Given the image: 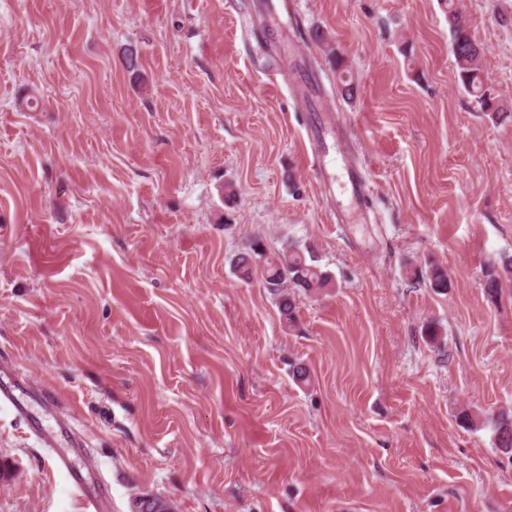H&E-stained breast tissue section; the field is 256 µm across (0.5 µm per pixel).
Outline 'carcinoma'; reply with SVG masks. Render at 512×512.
<instances>
[{"instance_id": "carcinoma-1", "label": "carcinoma", "mask_w": 512, "mask_h": 512, "mask_svg": "<svg viewBox=\"0 0 512 512\" xmlns=\"http://www.w3.org/2000/svg\"><path fill=\"white\" fill-rule=\"evenodd\" d=\"M448 27L461 84L474 96L483 111H498L484 89L481 78L483 48L470 37L466 23L455 7V0H448ZM236 267L246 279L261 274L265 286L269 287V292L277 299L282 317L290 323L295 322L296 307L288 288L318 293L331 285L327 274L316 264L313 252L298 246L272 252L260 238L253 241L250 254L238 258ZM504 275L512 276V258L502 261L501 270L486 271L485 288L491 293L498 292L503 286ZM495 433L502 451L512 453V420L503 417L497 419ZM132 509L133 512H174V505L157 496L137 497L133 500Z\"/></svg>"}]
</instances>
